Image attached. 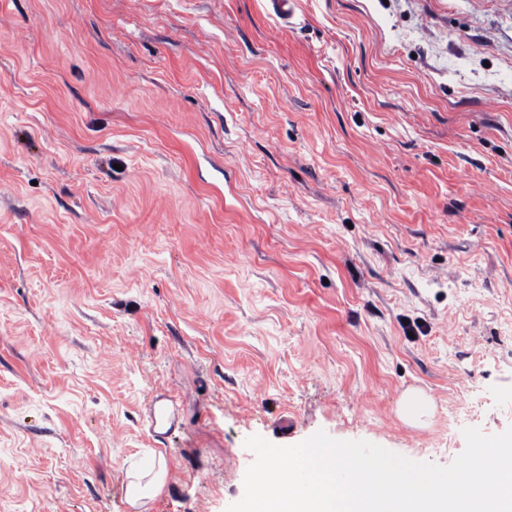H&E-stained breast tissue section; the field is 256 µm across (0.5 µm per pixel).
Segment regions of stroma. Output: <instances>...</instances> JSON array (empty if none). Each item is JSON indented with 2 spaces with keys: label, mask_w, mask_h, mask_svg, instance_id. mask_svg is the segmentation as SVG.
Masks as SVG:
<instances>
[{
  "label": "stroma",
  "mask_w": 512,
  "mask_h": 512,
  "mask_svg": "<svg viewBox=\"0 0 512 512\" xmlns=\"http://www.w3.org/2000/svg\"><path fill=\"white\" fill-rule=\"evenodd\" d=\"M300 8L0 0V512H226L254 435L445 466L512 426V0ZM267 14L288 26L295 24L298 17V0H264ZM178 413L173 399L162 394L155 398L151 412V433L156 438H164L168 430L178 423Z\"/></svg>",
  "instance_id": "obj_1"
}]
</instances>
